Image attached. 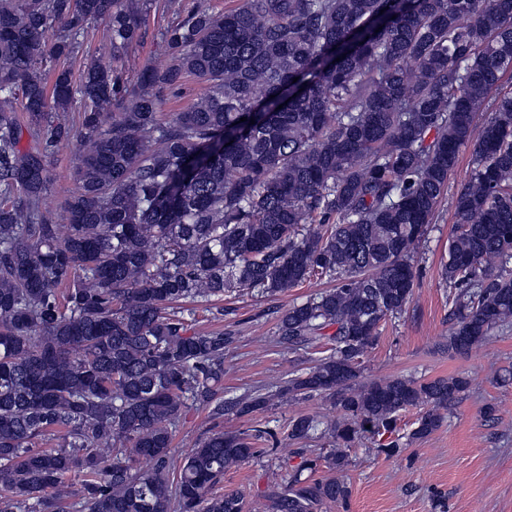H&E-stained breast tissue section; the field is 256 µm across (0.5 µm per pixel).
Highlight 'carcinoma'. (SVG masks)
<instances>
[{
	"mask_svg": "<svg viewBox=\"0 0 512 512\" xmlns=\"http://www.w3.org/2000/svg\"><path fill=\"white\" fill-rule=\"evenodd\" d=\"M149 5L0 0V512L67 499L72 512H243L239 494H210L232 464L326 435L336 471L366 435L398 454L409 408L410 439L437 431L467 377L359 378L382 323L413 297L415 250L467 146L441 271L444 347L465 355L512 324V92H500L512 0H241L224 12L194 0L162 33L168 63L144 64L127 87L118 67ZM91 22L108 27L112 63L92 57L75 81L60 61ZM188 77L203 93L162 112ZM73 109L76 134L55 120ZM20 112L34 147L21 146ZM73 135L77 190L60 219L43 197L53 150ZM314 276L334 287L288 308L279 342L326 338L331 353L285 391L328 396L338 416L293 417L269 449L261 430L216 432L174 465L187 403L224 415L215 385L230 343L189 332L177 303L275 295ZM270 398L229 407L244 416ZM51 435L57 447L36 446ZM349 495L343 478L298 469L268 508L316 512Z\"/></svg>",
	"mask_w": 512,
	"mask_h": 512,
	"instance_id": "obj_1",
	"label": "carcinoma"
}]
</instances>
